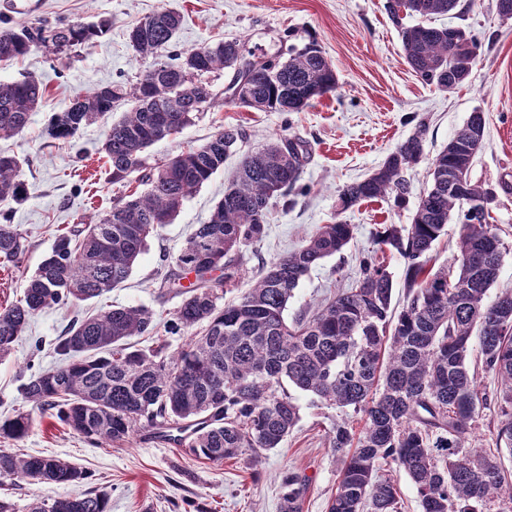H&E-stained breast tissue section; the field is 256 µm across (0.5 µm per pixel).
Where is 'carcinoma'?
Listing matches in <instances>:
<instances>
[{"label": "carcinoma", "mask_w": 512, "mask_h": 512, "mask_svg": "<svg viewBox=\"0 0 512 512\" xmlns=\"http://www.w3.org/2000/svg\"><path fill=\"white\" fill-rule=\"evenodd\" d=\"M459 0H386L400 25L404 55L424 82L453 89L470 75L478 43L465 30L403 26L400 14H446ZM180 16L161 10L133 27L128 40L150 63L130 86L104 84L76 96L52 115L45 138L67 141L84 126L112 113L121 99L131 110L109 128L102 151L112 183L142 174L147 190L123 199L80 230L57 235L30 276L23 297L0 309V359L10 354L38 311L101 297L131 274L148 239L172 222L184 202L213 174L240 140L226 128L149 170L145 151L172 138L214 103L207 73L242 58L236 41L172 52ZM108 23H68L47 28L0 20V61L36 48L64 52L89 47ZM236 71L231 101L264 112H282L291 97L311 101L333 91L336 73L314 41L288 51V59L260 58L243 92ZM45 93L35 77L0 81V139L21 133ZM485 118L474 112L436 155L431 185L418 197L411 224H386L377 235L381 253L396 252L405 262L407 303L393 316V278L375 255L364 257L357 278L336 291L310 316L287 321L285 311L300 281L322 260L342 252L354 236L344 221L322 224L302 245L263 268L253 288L224 304V288L242 278L241 248L265 234L269 201L297 190L307 159L306 142L281 136L245 157L236 178L208 220L197 225L175 258L177 269L194 274L175 312L173 328L190 333L183 346L161 343L140 349L135 336L155 332L153 313L144 307H115L73 320L57 337L55 352L69 359L56 369L31 376L25 398L52 410L60 423L93 443L124 442L147 431L182 442L171 431L189 432L187 447L198 459L222 463L247 452L278 448L299 420V407L284 385L314 394L329 406L365 417L360 431L346 419L329 432L342 457L336 492L327 512H399L397 488L383 465L394 464L414 482L422 512H512V474L496 457L469 447L490 406L478 390L477 373L500 381L496 447L512 454V288L492 301L504 243L487 213L471 198L496 201V193L470 183L461 194L448 186V172L470 168L484 140ZM425 125L403 141L382 165L339 194L342 210L389 195L405 198V174L423 152ZM21 160L0 155V202L23 201ZM458 218L453 263L434 269L429 252L449 223ZM27 239L14 224L0 222V258L19 265ZM480 351L470 361L473 332ZM32 417L18 413L0 421V437L20 440ZM89 473L53 457L0 449V479L69 486ZM302 480L283 476L281 512H302ZM30 512H109V494L38 500Z\"/></svg>", "instance_id": "obj_1"}]
</instances>
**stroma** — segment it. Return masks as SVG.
<instances>
[{
  "label": "stroma",
  "instance_id": "1",
  "mask_svg": "<svg viewBox=\"0 0 512 512\" xmlns=\"http://www.w3.org/2000/svg\"><path fill=\"white\" fill-rule=\"evenodd\" d=\"M386 0H0V15L15 21L55 25L109 20L108 32L94 47L64 54L45 48L0 62V80L38 78L45 95L23 133L0 139V152L24 158V201L0 202V212L18 225L28 240L22 266L0 262V308L19 299L26 281L57 234L101 216L121 198L143 193L138 180L112 184L106 177L102 143L112 120L126 112L119 102L111 118L81 128L66 143H51L42 132L53 113L98 85L134 84L146 63L128 44L129 30L162 10L180 12L183 23L176 46L189 50L205 43L235 39L245 57L284 56L289 46L317 41L337 78L334 92L315 99L300 112H260L223 98L234 74L227 68L207 74L218 100L198 114L180 134L153 144L147 164L158 163L206 142L219 130L234 127L242 137L218 170L183 205L172 224L150 238L146 252L120 287L76 305L55 306L34 315L13 353L0 359V415L30 414L32 427L14 445L24 453L54 456L84 467L87 482L55 487L25 484L14 490L15 512H28L37 498L75 497L91 490L110 494V512H280L285 473L305 477L303 512H327L339 480L340 463L328 433L343 413L293 391L300 419L281 447L264 452L259 463L248 456L212 464L186 449L159 444L145 435L128 441L93 445L63 426L50 413L28 402L20 386L31 374L60 366L52 343L75 317L114 306L152 310L167 324L182 297L163 287L175 258L196 225L208 220L244 157L283 135L308 141L310 157L294 198L272 200L260 244L243 248L245 275L227 290L225 301L238 299L255 281L261 263L299 247L319 225L341 219L355 227L342 256L322 261L305 276L286 315L312 313L336 289L348 286L358 257L375 249V233L385 224L410 223L417 199L429 182L432 159L467 122L483 112L484 146L470 171L472 182L492 189L496 201L491 221L505 243L497 288L512 287V18L499 16L496 0H460L459 7L433 16L432 26L459 27L474 35L478 57L469 79L452 90L423 83L407 65L398 26ZM425 126L424 152L406 176L404 204L393 197L362 202L348 210L338 195L361 180L389 153Z\"/></svg>",
  "mask_w": 512,
  "mask_h": 512
}]
</instances>
